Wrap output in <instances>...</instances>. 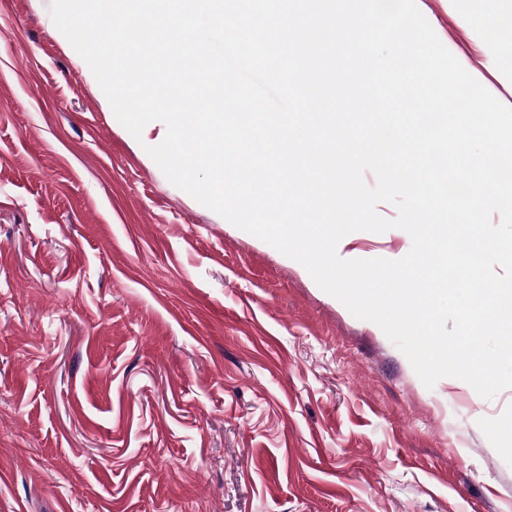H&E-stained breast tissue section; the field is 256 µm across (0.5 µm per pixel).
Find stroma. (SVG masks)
<instances>
[{
	"label": "stroma",
	"mask_w": 512,
	"mask_h": 512,
	"mask_svg": "<svg viewBox=\"0 0 512 512\" xmlns=\"http://www.w3.org/2000/svg\"><path fill=\"white\" fill-rule=\"evenodd\" d=\"M49 5L0 0V512H512V389L426 387L299 262L171 184ZM411 246L354 231L337 253Z\"/></svg>",
	"instance_id": "obj_1"
}]
</instances>
